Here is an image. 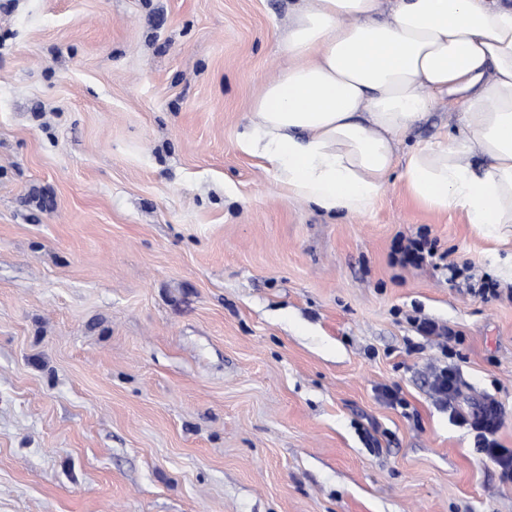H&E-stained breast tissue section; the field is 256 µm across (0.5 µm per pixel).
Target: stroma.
<instances>
[{
	"instance_id": "stroma-1",
	"label": "stroma",
	"mask_w": 512,
	"mask_h": 512,
	"mask_svg": "<svg viewBox=\"0 0 512 512\" xmlns=\"http://www.w3.org/2000/svg\"><path fill=\"white\" fill-rule=\"evenodd\" d=\"M294 4L0 0V512H512L430 391L453 367L512 450V226L397 168L362 216L279 193L238 135ZM423 230L446 264L392 262ZM411 324L416 332L423 338L436 337L442 340L443 345L442 353L448 357V354H453L452 347L449 346L451 342H459V333L449 327L447 324H441L431 319L415 317L411 319Z\"/></svg>"
}]
</instances>
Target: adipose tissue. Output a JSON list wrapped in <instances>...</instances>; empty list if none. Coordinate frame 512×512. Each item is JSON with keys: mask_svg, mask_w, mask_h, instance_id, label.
Instances as JSON below:
<instances>
[{"mask_svg": "<svg viewBox=\"0 0 512 512\" xmlns=\"http://www.w3.org/2000/svg\"><path fill=\"white\" fill-rule=\"evenodd\" d=\"M290 62L254 102L240 149L327 214L367 213L395 166L409 196L468 223L512 224V6L502 0H300ZM441 104L456 134L399 147ZM479 164H471V157Z\"/></svg>", "mask_w": 512, "mask_h": 512, "instance_id": "obj_1", "label": "adipose tissue"}]
</instances>
